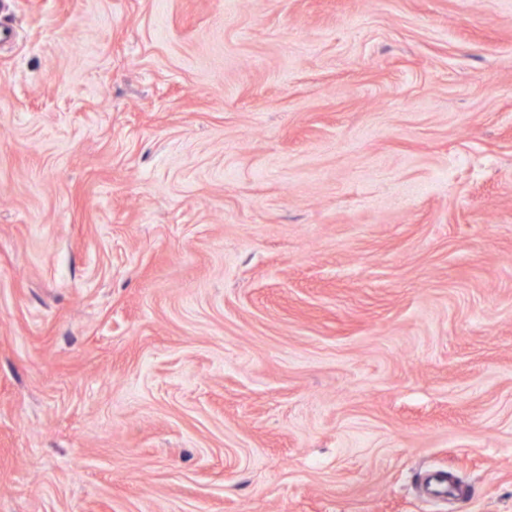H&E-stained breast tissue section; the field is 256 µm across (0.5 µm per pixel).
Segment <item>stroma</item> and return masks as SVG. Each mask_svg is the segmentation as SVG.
Wrapping results in <instances>:
<instances>
[{"mask_svg":"<svg viewBox=\"0 0 512 512\" xmlns=\"http://www.w3.org/2000/svg\"><path fill=\"white\" fill-rule=\"evenodd\" d=\"M0 25V512H512V0Z\"/></svg>","mask_w":512,"mask_h":512,"instance_id":"35a3bbf8","label":"stroma"}]
</instances>
